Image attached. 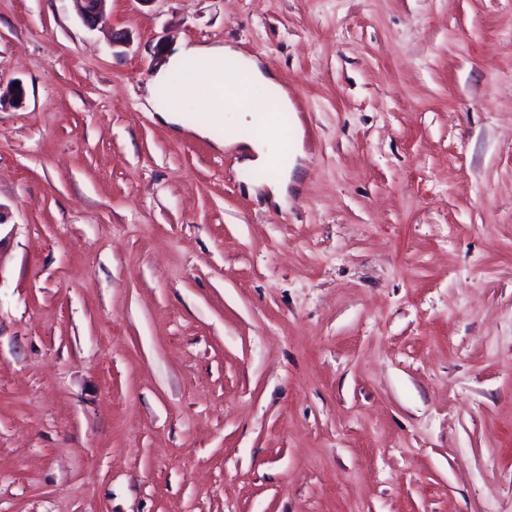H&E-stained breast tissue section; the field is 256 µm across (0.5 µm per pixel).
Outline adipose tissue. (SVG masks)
Wrapping results in <instances>:
<instances>
[{
	"mask_svg": "<svg viewBox=\"0 0 512 512\" xmlns=\"http://www.w3.org/2000/svg\"><path fill=\"white\" fill-rule=\"evenodd\" d=\"M180 70L184 71V78L179 84H172L173 74ZM273 83L270 69L258 59L243 57L232 45L182 43L155 72L150 89H173L181 103H194L204 112L205 120L196 128L198 134H207L210 125H224L225 145L242 141L237 133L239 127L256 129V136L245 140L249 147L246 163L257 174L256 185L266 187L272 200L281 203L288 196V186L303 152L297 142L287 154L275 148L277 129L261 94Z\"/></svg>",
	"mask_w": 512,
	"mask_h": 512,
	"instance_id": "adipose-tissue-1",
	"label": "adipose tissue"
}]
</instances>
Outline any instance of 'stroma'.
Returning a JSON list of instances; mask_svg holds the SVG:
<instances>
[{"label":"stroma","instance_id":"35a3bbf8","mask_svg":"<svg viewBox=\"0 0 512 512\" xmlns=\"http://www.w3.org/2000/svg\"><path fill=\"white\" fill-rule=\"evenodd\" d=\"M178 41L287 90L286 204ZM15 83L0 512H512V0H0ZM78 15L89 26L104 22V2L106 0H72ZM190 61L197 62L199 66L180 81L174 93L182 105L192 102L205 113L204 122L194 131L205 136L211 125L224 123L227 135H224V141L217 142L218 147L247 142L249 155L246 164L257 174L254 184L264 185L272 200L282 204L288 197V186L303 152L297 133L293 136L289 155L288 150L284 153L282 149L272 147L280 139L277 127L269 119L267 101L260 91L275 85L273 73L258 59L244 58L230 44L181 43L174 47L166 63L155 72L149 85L151 93L169 88L172 74L182 70ZM228 65L234 68L233 76L226 73ZM223 77L224 96L208 95L207 89ZM231 90H234L233 94H229ZM226 96L231 97L230 102H224ZM242 126L252 127L258 134L242 138L236 133V129Z\"/></svg>","mask_w":512,"mask_h":512}]
</instances>
